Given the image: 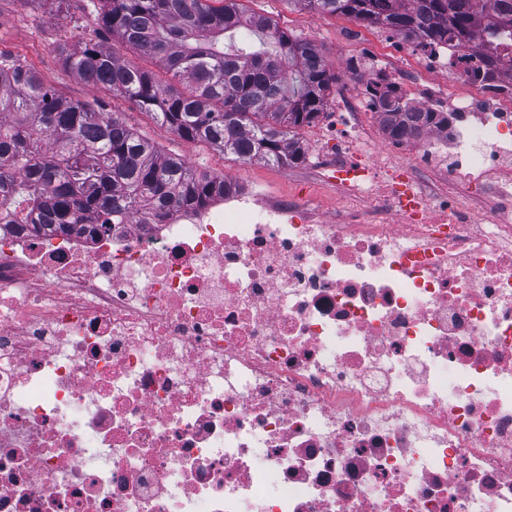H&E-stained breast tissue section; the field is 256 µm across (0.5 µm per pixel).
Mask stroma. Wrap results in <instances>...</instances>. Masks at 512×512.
<instances>
[{
    "label": "stroma",
    "instance_id": "obj_1",
    "mask_svg": "<svg viewBox=\"0 0 512 512\" xmlns=\"http://www.w3.org/2000/svg\"><path fill=\"white\" fill-rule=\"evenodd\" d=\"M249 7L271 17L288 34L311 41L328 63L339 60L346 65L363 57L360 44L342 36L343 30L352 26V19L317 14L291 0H250ZM98 15L96 0H63L59 5L54 0H0V52L25 59L59 95L119 113L130 128L165 154L182 157L200 169L241 177L272 194L307 189L320 215H335L340 195L331 179L332 166L340 152L336 129L345 123L342 113L336 110V97L350 78L346 68L340 72L336 89L330 90L323 114L301 131L309 146L302 163L289 167L245 164L209 145L179 138L123 97L93 86L64 68L60 57L63 47L101 39Z\"/></svg>",
    "mask_w": 512,
    "mask_h": 512
}]
</instances>
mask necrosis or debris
Masks as SVG:
<instances>
[{
    "instance_id": "necrosis-or-debris-1",
    "label": "necrosis or debris",
    "mask_w": 512,
    "mask_h": 512,
    "mask_svg": "<svg viewBox=\"0 0 512 512\" xmlns=\"http://www.w3.org/2000/svg\"><path fill=\"white\" fill-rule=\"evenodd\" d=\"M377 41L452 119L374 146L341 97L335 218L238 180L0 233V512H512V83Z\"/></svg>"
}]
</instances>
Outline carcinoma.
<instances>
[{
	"mask_svg": "<svg viewBox=\"0 0 512 512\" xmlns=\"http://www.w3.org/2000/svg\"><path fill=\"white\" fill-rule=\"evenodd\" d=\"M100 25L156 69L114 56L106 41L62 51L78 78L123 96L183 140L244 163L304 160L302 128L322 115L339 76L312 42L243 0H99ZM404 34L422 46L484 47L512 79V0H294ZM384 131L420 132L419 112L369 87ZM224 176L163 154L115 112L67 100L17 58L0 54L1 224H162L224 192Z\"/></svg>",
	"mask_w": 512,
	"mask_h": 512,
	"instance_id": "obj_1",
	"label": "carcinoma"
}]
</instances>
